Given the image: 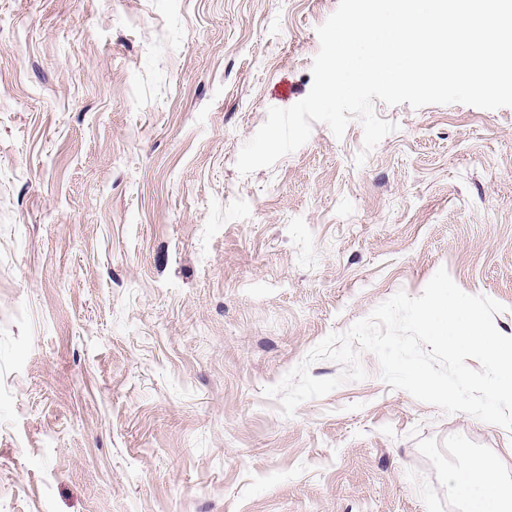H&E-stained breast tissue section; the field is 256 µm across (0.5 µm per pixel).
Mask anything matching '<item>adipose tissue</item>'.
I'll return each instance as SVG.
<instances>
[{"label":"adipose tissue","mask_w":512,"mask_h":512,"mask_svg":"<svg viewBox=\"0 0 512 512\" xmlns=\"http://www.w3.org/2000/svg\"><path fill=\"white\" fill-rule=\"evenodd\" d=\"M448 487L453 495L473 499L483 512H512V493L498 481L491 458L472 457L463 469L449 473Z\"/></svg>","instance_id":"adipose-tissue-1"}]
</instances>
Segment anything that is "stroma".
<instances>
[{
	"label": "stroma",
	"mask_w": 512,
	"mask_h": 512,
	"mask_svg": "<svg viewBox=\"0 0 512 512\" xmlns=\"http://www.w3.org/2000/svg\"><path fill=\"white\" fill-rule=\"evenodd\" d=\"M339 0H0V512H461L512 431L367 376L283 416L330 332L438 269L512 336V107L376 103L240 175Z\"/></svg>",
	"instance_id": "1"
}]
</instances>
